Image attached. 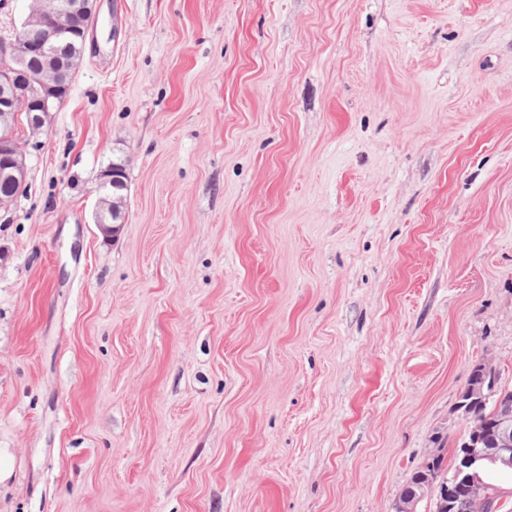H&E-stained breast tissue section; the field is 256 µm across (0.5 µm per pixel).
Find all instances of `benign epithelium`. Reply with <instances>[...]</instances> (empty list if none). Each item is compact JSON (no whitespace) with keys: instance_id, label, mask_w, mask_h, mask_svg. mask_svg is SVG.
I'll return each mask as SVG.
<instances>
[{"instance_id":"1","label":"benign epithelium","mask_w":512,"mask_h":512,"mask_svg":"<svg viewBox=\"0 0 512 512\" xmlns=\"http://www.w3.org/2000/svg\"><path fill=\"white\" fill-rule=\"evenodd\" d=\"M65 14L94 18L93 0H68L66 3L33 0L14 36L8 41H0V73L3 74L0 78V112L5 114V124L0 128V168L7 179L14 177L16 172L25 174V155L13 137L10 120L24 112L31 129L38 130L54 106L64 99L57 85L60 74L49 69L33 73L18 69V50L26 45L37 56L55 57ZM32 27L41 31L40 39L34 43L27 37ZM490 395L491 390L480 381L466 387L461 398L485 401ZM488 464L512 470V404L508 402H497L492 422H475L470 436L463 442L459 463L448 482L439 484L426 480L418 484L416 490L398 501L396 512H417L420 501L431 498L446 505L448 495L454 489L474 496L482 495L485 484L480 471Z\"/></svg>"}]
</instances>
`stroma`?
<instances>
[{
	"label": "stroma",
	"instance_id": "1",
	"mask_svg": "<svg viewBox=\"0 0 512 512\" xmlns=\"http://www.w3.org/2000/svg\"><path fill=\"white\" fill-rule=\"evenodd\" d=\"M14 135L0 512H395L512 387V0H97ZM72 25L75 29L74 35H67L61 40L62 48L70 54L79 52L83 48L90 24L83 18L76 16L72 20ZM107 166H112V168H119V176L122 177L123 181L121 182L122 185H124L122 188H118V189H115V190H112V195H113V198H115V202L117 203V212H116V215H115V220L117 221H121L122 220V217H121V211L119 209V206H118V201L121 200L122 196H124V191L127 189V183H126V180H127V175H126V168H125V164L122 163V161H114L112 160V162L108 163V165H106L104 168H106ZM112 169L110 168H106V169H103L100 171V174H99V179H100V186L101 188L107 190L109 192L110 188L111 187H114L116 185V176L113 175L114 172H116L115 170L112 171V175L109 171H111ZM487 375H490L489 379L486 381V383H490V387L493 386L492 389V396L491 398L485 402L478 404L476 406H472V403H469L467 405H461L462 399L458 402V410L461 411L462 415L465 416L467 423L470 426V420L474 416H478L481 418L484 417H491L493 410H494V404L495 400L500 396H505L508 400H512V388L510 387H502L496 385V375L492 369L487 370L485 366L483 365H477L472 368L469 383H471V380L476 378H482L486 377Z\"/></svg>",
	"mask_w": 512,
	"mask_h": 512
}]
</instances>
